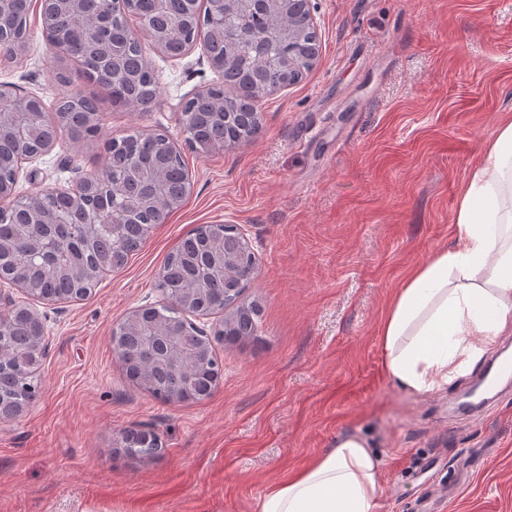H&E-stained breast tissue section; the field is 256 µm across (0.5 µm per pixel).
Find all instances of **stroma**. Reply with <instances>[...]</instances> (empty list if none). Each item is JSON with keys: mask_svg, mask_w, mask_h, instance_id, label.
I'll return each mask as SVG.
<instances>
[{"mask_svg": "<svg viewBox=\"0 0 512 512\" xmlns=\"http://www.w3.org/2000/svg\"><path fill=\"white\" fill-rule=\"evenodd\" d=\"M320 50L297 84L265 97L262 127L235 148H190L184 99L221 82L202 46L169 57L140 33L161 78L145 112L63 65L42 32L0 82L52 104L96 94L100 130L23 164L22 193L100 172L104 144L135 130L180 150L191 187L121 271L79 301H40L42 388L0 422V512H257L267 488L364 434L383 460L377 512H512V383L464 410L475 370L419 397L382 368L379 330L402 280L456 238L458 195L512 119V0H313ZM202 224H234L258 259L244 299L256 338L216 347L206 400L162 402L132 385L112 326L162 303L164 260ZM161 450L131 456L123 431Z\"/></svg>", "mask_w": 512, "mask_h": 512, "instance_id": "35a3bbf8", "label": "stroma"}]
</instances>
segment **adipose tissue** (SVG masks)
Segmentation results:
<instances>
[{
  "mask_svg": "<svg viewBox=\"0 0 512 512\" xmlns=\"http://www.w3.org/2000/svg\"><path fill=\"white\" fill-rule=\"evenodd\" d=\"M454 223L455 244L407 275L381 324L384 373L411 397L472 373L512 332V121L471 168ZM381 469L364 437L347 436L271 484L258 512H376Z\"/></svg>",
  "mask_w": 512,
  "mask_h": 512,
  "instance_id": "adipose-tissue-1",
  "label": "adipose tissue"
}]
</instances>
